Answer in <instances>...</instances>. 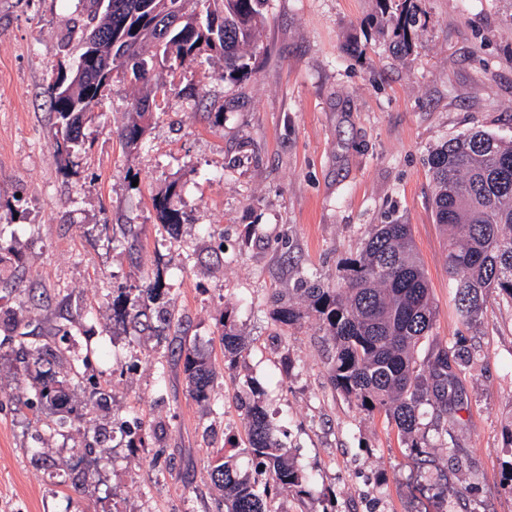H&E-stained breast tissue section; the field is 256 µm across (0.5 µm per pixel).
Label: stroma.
<instances>
[{"label":"stroma","mask_w":512,"mask_h":512,"mask_svg":"<svg viewBox=\"0 0 512 512\" xmlns=\"http://www.w3.org/2000/svg\"><path fill=\"white\" fill-rule=\"evenodd\" d=\"M419 6L416 46L401 56L371 23L376 0H268L247 78L225 81L206 54L162 71L173 89L132 149L119 133L136 88L115 76L66 167L45 89L74 66L62 40L86 24L84 4L0 0V221L20 255L0 266V512H213L212 457L253 468L236 408L253 382L315 484L303 503L283 494L286 512H512V302L461 324L427 162L467 131L512 140V0ZM172 183L183 222L167 231L153 198ZM388 223L410 225L437 306L424 352L473 354L447 431L425 412L414 450L384 413L336 391L315 321L288 328L271 315L273 294L311 275L336 282L341 259ZM125 224L136 244L122 241ZM156 273L173 281L162 301L180 327L112 330L113 299ZM227 313L249 344L233 365ZM66 317L82 324L71 343L56 333ZM11 332L82 354L74 402L88 379L111 383L96 416L112 439L78 468L80 487L63 478L77 434L37 436L61 410L19 397ZM186 343L215 366L214 406L188 390Z\"/></svg>","instance_id":"stroma-1"}]
</instances>
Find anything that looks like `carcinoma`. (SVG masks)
<instances>
[{
    "label": "carcinoma",
    "mask_w": 512,
    "mask_h": 512,
    "mask_svg": "<svg viewBox=\"0 0 512 512\" xmlns=\"http://www.w3.org/2000/svg\"><path fill=\"white\" fill-rule=\"evenodd\" d=\"M100 2L86 0L89 26L82 30L78 57L86 61L85 73L78 80L62 73L46 89L61 133L56 154L66 164L114 75L129 67L141 84L120 133L129 147L141 141L150 106L170 91L154 78L155 67L172 69L211 52L224 61V80L246 77L251 66L243 47L255 41L267 0H122L125 6L110 12ZM377 2L378 32L389 37L396 52H413L421 14L417 0ZM430 169L436 223L448 240L454 306L464 321L473 322L490 301H512V141L480 130L460 134L431 151ZM175 192L172 184L154 198L165 229L181 223L180 212L170 205ZM13 238L11 224H0V263L19 259ZM341 269L342 287L307 281L298 289L303 304L280 301L273 316L290 327L306 319L317 321L332 341L328 363L334 387L359 409L384 412L408 447H418L416 432L425 405L432 408L441 430L448 431V398L456 393L449 363L460 354L441 349L419 358L421 346L433 334L436 307L410 225H374L359 255L343 260ZM164 288L161 276L146 278L135 286V294L112 301V315L140 325L144 308L158 302ZM222 340L224 360L234 364L245 356L247 344L228 313ZM16 354L26 371L31 363L48 361L42 347L22 339ZM55 358L62 375L47 370L29 385L42 403L52 404L66 396L69 386L82 383L78 355L61 352ZM183 367L194 398L211 404L215 373L209 358L189 346ZM109 398V388L95 383L75 417L58 419L59 426L74 425L83 436L75 445L77 453L93 454L107 440L93 409ZM239 410L254 471H239L225 456L211 460L210 478L219 495L216 512H287L279 501L283 492L312 497L310 479L275 435L260 399L240 401Z\"/></svg>",
    "instance_id": "cac0c4a2"
}]
</instances>
